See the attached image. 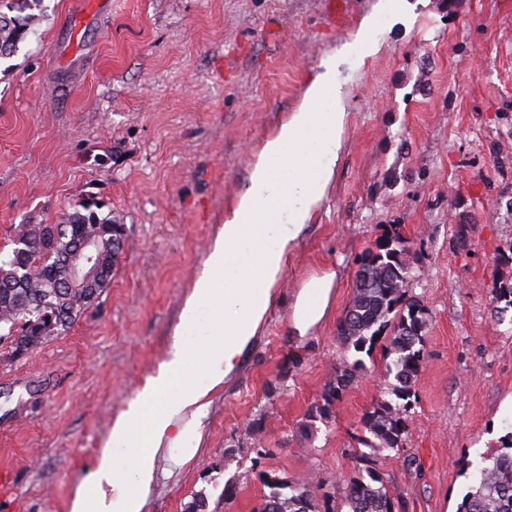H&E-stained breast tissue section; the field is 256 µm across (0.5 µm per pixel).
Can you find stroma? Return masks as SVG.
Instances as JSON below:
<instances>
[{
	"label": "stroma",
	"mask_w": 512,
	"mask_h": 512,
	"mask_svg": "<svg viewBox=\"0 0 512 512\" xmlns=\"http://www.w3.org/2000/svg\"><path fill=\"white\" fill-rule=\"evenodd\" d=\"M381 0H43L0 60V251L21 224L90 207L124 224L99 298L61 334L0 341V512H67L116 415L175 338L182 310L267 138L323 60ZM378 51L337 78L349 118L333 185L287 262L268 321L209 393L198 428L156 460L142 512H261L262 474L324 493L355 470L363 417L389 378L364 357L331 418L309 421L346 356L336 325L357 260L383 230L409 242V293L428 310L425 361L400 451L374 457L407 512H457L470 464L512 434V0H400ZM334 270L327 318L288 334L301 283Z\"/></svg>",
	"instance_id": "obj_1"
}]
</instances>
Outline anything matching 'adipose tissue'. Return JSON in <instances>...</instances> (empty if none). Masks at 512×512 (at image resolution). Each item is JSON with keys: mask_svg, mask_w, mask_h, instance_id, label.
I'll list each match as a JSON object with an SVG mask.
<instances>
[{"mask_svg": "<svg viewBox=\"0 0 512 512\" xmlns=\"http://www.w3.org/2000/svg\"><path fill=\"white\" fill-rule=\"evenodd\" d=\"M336 59L323 62L301 104L263 144L249 186L225 219L184 305L185 321L199 322L208 341L192 347L174 341L167 359L112 423L94 471L76 487L70 512H141L161 449L184 435L177 420L199 413L207 394L238 369L259 335L288 256L330 188L347 120L346 94L336 80ZM336 274L306 281L290 317V334L305 341L326 317ZM204 368L206 383L182 388L189 371ZM134 469L139 490L119 484L120 463Z\"/></svg>", "mask_w": 512, "mask_h": 512, "instance_id": "1", "label": "adipose tissue"}]
</instances>
